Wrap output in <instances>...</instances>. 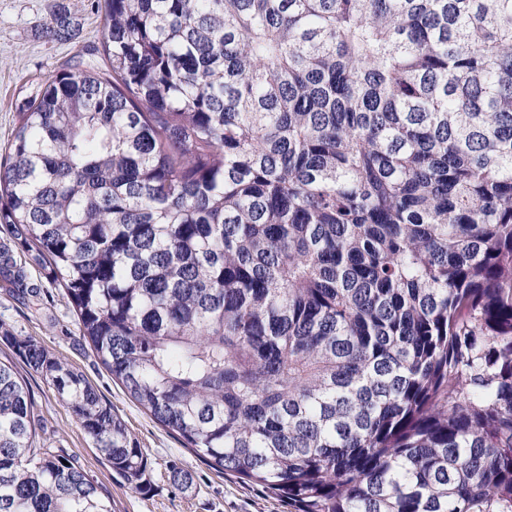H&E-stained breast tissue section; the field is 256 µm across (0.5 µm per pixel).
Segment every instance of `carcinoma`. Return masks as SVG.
Listing matches in <instances>:
<instances>
[{
    "label": "carcinoma",
    "mask_w": 512,
    "mask_h": 512,
    "mask_svg": "<svg viewBox=\"0 0 512 512\" xmlns=\"http://www.w3.org/2000/svg\"><path fill=\"white\" fill-rule=\"evenodd\" d=\"M97 10L102 64L17 104L0 288L38 266L133 401L291 512H512V0ZM0 339L149 494L84 374ZM42 432L0 361V512H112Z\"/></svg>",
    "instance_id": "cac0c4a2"
}]
</instances>
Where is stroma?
<instances>
[{
  "label": "stroma",
  "mask_w": 512,
  "mask_h": 512,
  "mask_svg": "<svg viewBox=\"0 0 512 512\" xmlns=\"http://www.w3.org/2000/svg\"><path fill=\"white\" fill-rule=\"evenodd\" d=\"M92 0H0V145L10 139L16 105L24 84L40 79L77 60L82 49L99 43L102 16ZM63 11L78 30L76 39L55 42L45 37L43 22ZM39 285L36 297H20L0 289V322L15 335L33 336L51 352L87 377L126 424L150 463L153 490L143 496L113 472L104 456L40 374L20 367L46 426V444L75 457L112 497V512H289L286 503L216 472L200 461L165 428L144 412L103 367L78 333L69 305L39 269L31 271ZM189 471L193 486L182 491L170 481L171 465Z\"/></svg>",
  "instance_id": "obj_1"
}]
</instances>
